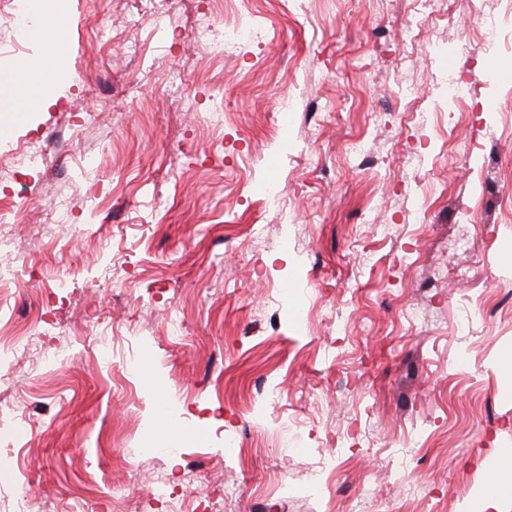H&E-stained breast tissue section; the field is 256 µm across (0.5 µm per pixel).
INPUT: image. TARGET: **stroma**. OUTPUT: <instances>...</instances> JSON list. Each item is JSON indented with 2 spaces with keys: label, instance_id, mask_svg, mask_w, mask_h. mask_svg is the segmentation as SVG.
I'll list each match as a JSON object with an SVG mask.
<instances>
[{
  "label": "stroma",
  "instance_id": "stroma-1",
  "mask_svg": "<svg viewBox=\"0 0 512 512\" xmlns=\"http://www.w3.org/2000/svg\"><path fill=\"white\" fill-rule=\"evenodd\" d=\"M139 9L71 0L66 53L33 42L23 56L57 70L51 101L26 112L0 91V153L29 136L44 145L13 183L30 212L0 251L25 270L11 306L65 326L37 339L42 361L0 362V390L27 403L22 436L0 446V512L19 490L56 512L78 494L88 512H116L112 494L129 485L144 512H168L152 495L163 478L194 507L208 488L238 487L233 512H463L512 448V373L499 368L512 354V76L499 68L512 7H495L499 38L484 51L468 0L436 17L416 0H250L267 37L224 61L193 30L204 12L223 21L225 0H172L170 17L131 27ZM410 22L421 37L405 42ZM130 38L141 59L125 54ZM174 67L190 108L164 81ZM452 71L470 80L460 105L438 98ZM405 76L419 105L398 93ZM78 111L101 118L74 142L66 115ZM360 135L375 166L348 150ZM268 182L284 210L257 198ZM59 197L95 238L50 248L71 230L50 218ZM254 224L271 250L248 249ZM416 306L425 320L409 317ZM98 336L111 366L92 352ZM133 356L146 366L128 383ZM258 382L281 398L253 411ZM144 424L157 450L128 462ZM288 427L301 443L285 453ZM333 464L330 498L310 496L311 472ZM399 466L414 482H396ZM188 468L193 482L179 483Z\"/></svg>",
  "mask_w": 512,
  "mask_h": 512
}]
</instances>
